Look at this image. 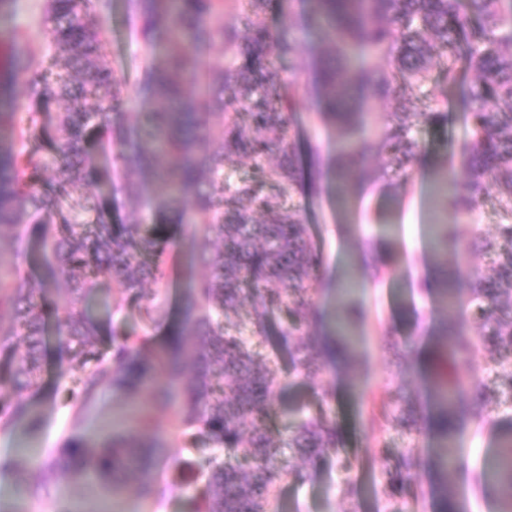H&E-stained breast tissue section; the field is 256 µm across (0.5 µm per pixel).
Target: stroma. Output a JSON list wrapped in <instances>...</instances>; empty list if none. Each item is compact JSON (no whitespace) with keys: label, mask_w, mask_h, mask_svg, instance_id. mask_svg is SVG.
<instances>
[{"label":"stroma","mask_w":512,"mask_h":512,"mask_svg":"<svg viewBox=\"0 0 512 512\" xmlns=\"http://www.w3.org/2000/svg\"><path fill=\"white\" fill-rule=\"evenodd\" d=\"M45 3L0 0V32L20 31L32 47H44L52 25ZM267 22L273 30L290 32L299 44L296 54L275 59L274 66L281 78L300 88L290 131L300 180L293 203L311 242L323 256L319 304L328 319L343 316L345 306L336 287L350 278L356 284L352 303L363 311L354 324L348 363L328 366L314 379L288 366L282 370L275 389L280 412L273 421L282 440H289L300 418L326 414L342 434L343 455L350 465L341 467L331 458L314 470L285 445L281 457L292 475L281 486L279 502L284 512H438L430 469L435 440L422 428L410 435L401 432L383 413L397 383L405 386L421 413H429L431 375L442 352L445 328L455 325L472 335L478 331L470 315L468 275L454 282L460 300L456 307L448 306L437 294L418 296L414 286L433 262L426 233L430 212L423 205L424 195L435 171L456 158L466 136L467 89L462 86L450 91L440 84L429 85L425 102L440 103L448 119L443 128L418 129L421 154L407 180L398 181L382 158L369 157L348 184V206H341L327 176L338 131L320 123L315 114L316 38L308 27L307 8L303 0H288L284 5L272 0ZM134 24L130 0H112V13L105 19L109 59L126 65L133 83L143 64ZM90 192L98 196L113 222H121L131 209H139L147 224L156 226L171 242L170 278L163 287L167 314L151 329L155 340H163L175 326L173 311L181 302V286L208 275L207 266L197 257L199 247L183 237L178 225L152 212L150 183L138 173L110 172ZM0 254L21 280L44 271L34 225L5 233L0 238ZM488 360V352L476 348L469 372L478 395L454 442L458 454L467 460L464 470H453L449 477L460 492L463 512L501 509L498 496L475 481L484 461L497 452L504 437L512 435V408H494L479 395L496 380ZM59 371L58 346L52 342L43 359L42 389L30 402L38 426L22 419L11 430L0 432V449L25 470L21 482L9 472L0 475V502L22 506L24 512H59L63 507L68 512H108L114 504L123 512H182L175 467L181 442L168 410L161 406L154 408L156 429L145 433L148 442L161 449L145 477L154 487L150 500L139 497L137 486L142 477L136 474L118 480L108 497L77 476H46L45 465L67 435L80 432L97 442L110 432L136 431L139 410L149 405L148 396L105 388L97 393L90 411L75 417L59 399L63 386ZM326 388L334 391L335 399L325 406L321 392ZM410 446L417 450L414 479L401 493L389 494L386 473ZM347 486L353 489L348 497L342 493Z\"/></svg>","instance_id":"obj_1"}]
</instances>
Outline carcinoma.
<instances>
[{"instance_id": "cac0c4a2", "label": "carcinoma", "mask_w": 512, "mask_h": 512, "mask_svg": "<svg viewBox=\"0 0 512 512\" xmlns=\"http://www.w3.org/2000/svg\"><path fill=\"white\" fill-rule=\"evenodd\" d=\"M272 0H136L144 66L136 94L144 112H129L124 69L110 64L103 19L112 0H47L55 19L48 49L39 54L14 34L10 68L25 76L27 111L0 113V238L30 220L42 224L45 275L18 284L0 253V431H7L42 383L46 319L41 291L69 284L60 299L57 336L66 355L61 375L70 379L64 400L85 408L105 386L139 393L156 374L165 376L159 402L174 409L171 425L184 445L178 461L184 512H271L287 472L278 457L279 432L271 424L278 364L229 331L242 299L252 300L250 336L276 340L293 368L309 378L349 358L344 326L358 315L348 309L335 335L312 340L306 328L324 323L316 306L313 273L321 255L311 244L298 210L290 204L297 165L287 145L299 87L281 79L273 58L295 54L296 40L267 23ZM310 28L325 45L319 53L316 114L340 130L343 145L333 164L345 183L366 155L379 149L399 180L421 151L417 130L442 127L447 112L420 102L433 71L454 89L462 74L476 76L468 96L469 137L461 154L463 178L437 174L436 205L466 220L494 183L500 221L490 238L457 242L448 225L433 227V256L456 240L457 253L495 255L490 273L471 280L473 319L480 332L445 331L449 357L434 373V409L426 428L447 443L468 411L466 365L478 344L490 349L500 385L482 391L496 405L512 401V0H308ZM162 60L152 58L156 43ZM221 47L208 60L211 46ZM220 83L202 101L187 94L201 66ZM392 99L397 108L366 122L362 104ZM56 102L68 107L49 128L41 114ZM220 117L218 126L211 124ZM134 118L147 127L129 137ZM251 162L256 174L224 181V164ZM120 164L146 171L156 187L152 208L170 214L186 238L198 225L219 245L205 253L209 276L184 289L181 325L161 345L146 335L114 327L101 337L90 301L104 282L112 307L137 305L154 320L160 285L168 278L170 244L131 216L112 223L93 196H74L95 182L99 168ZM93 212L83 224L78 212ZM392 416L401 430L418 425L410 399L391 393ZM312 464L341 457L342 440L324 414L299 423L289 440ZM159 449L130 436L91 443L70 434L48 470L71 473L110 494L122 472L145 470ZM415 449L403 451L391 486L412 480ZM450 449L434 458L439 512H461L448 468ZM512 512V437L506 438L480 476Z\"/></svg>"}]
</instances>
